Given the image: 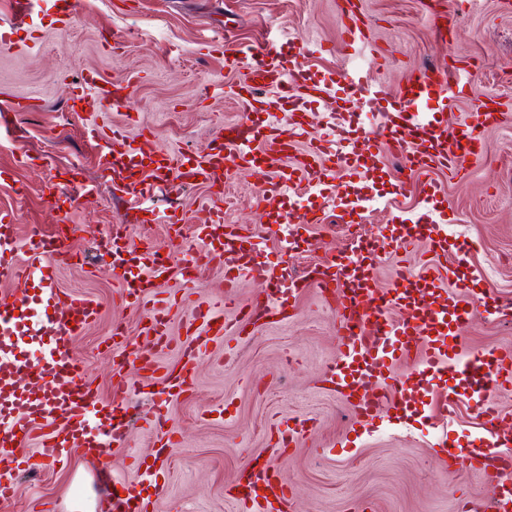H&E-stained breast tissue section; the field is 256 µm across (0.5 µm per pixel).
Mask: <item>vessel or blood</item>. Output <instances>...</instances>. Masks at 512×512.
<instances>
[{
  "instance_id": "1",
  "label": "vessel or blood",
  "mask_w": 512,
  "mask_h": 512,
  "mask_svg": "<svg viewBox=\"0 0 512 512\" xmlns=\"http://www.w3.org/2000/svg\"><path fill=\"white\" fill-rule=\"evenodd\" d=\"M339 10L341 41L336 54L360 48L377 57L380 66L389 65V58L381 55L359 24L356 0H341ZM224 65L241 74L235 95L243 113L213 136L208 151L179 156L164 151L147 136L130 145L124 137L98 125L85 129L96 148L101 172L110 176L114 192L127 204L111 234L102 238L99 250L108 257L125 299L144 309L143 333L153 345L164 349L172 343V305L158 291L162 281L177 279L186 284L189 270L213 263L224 267L222 308L198 306L192 310L185 326L187 339L179 347L180 365L160 371L152 355L137 350L133 356L141 371L161 373L164 393L179 398L192 384L197 354L212 338L244 335L247 327L263 320H286L300 289H318L332 299L337 315L338 355L325 375L353 422H361L387 402L396 408L406 406L415 385L440 389L444 374L454 372L476 379L481 392L476 414L489 442L464 454L443 439L436 456L449 469L459 458H466L469 469L490 480L491 492L480 504V512H512V485L503 481L505 473H512V427H503L496 404L497 393L512 389V350L464 352L455 328L480 308L479 301L469 294L466 279L456 280L458 293L450 298L425 289V282L440 278L439 267L426 263L396 268L389 287L380 295L373 288L371 270L355 278L340 261L331 268L313 264L299 275H279L270 264L257 261L259 243L253 228L224 223L220 207L215 208L217 220L205 237L187 246V259L179 268L162 257L161 244L149 242L145 245L147 265L131 272L127 256L137 244L126 234L128 225L138 223L144 201L163 189L174 184L209 189L223 185L232 169L250 166L260 156L267 158L268 170L259 188V201L272 214L280 212L291 194L328 185L340 173L364 177L375 160L395 153L407 158L406 171L397 180L398 196H407L409 174L440 167L458 174L482 156V132L496 123L497 110L484 106L471 122L457 129L428 114L431 100L445 102L463 90L466 75L452 66L409 77L392 93L373 83L369 73L343 63L329 79L300 81L299 55L284 58L270 49L225 57ZM130 85L127 79L108 81L89 72L77 82L73 100L78 103L97 97L119 109L126 104L124 92ZM336 92L380 114L381 123L360 138L346 126H337L329 138L310 144L306 153L293 154L295 142L309 133L305 114L313 111L323 96ZM257 101L263 102L265 112L258 131L251 119ZM22 109L19 100L0 99V135L22 138L23 130L15 120ZM89 192V187L73 176L48 189L52 208L65 215ZM74 258L66 233L49 235L40 225L32 224L21 238L14 215L0 212V277L34 284L21 303L0 299L1 501L14 495L19 474L40 468L41 455L63 461L78 452L97 461L105 473L110 449L127 437L133 388L122 366L114 368L112 399L106 402L84 382L80 362L71 349L73 338L99 317L98 303L57 286L59 268ZM245 279L258 285L260 292L243 303L238 288ZM228 311L235 312L234 320H225ZM25 336L45 341L42 354L35 359L22 357L18 351V342ZM392 361L406 363L408 373H388ZM32 441L38 452L30 451ZM156 484L153 478L140 488L114 481L112 512H153L151 489ZM234 489L233 498L242 512H289L292 489L269 461L248 459Z\"/></svg>"
}]
</instances>
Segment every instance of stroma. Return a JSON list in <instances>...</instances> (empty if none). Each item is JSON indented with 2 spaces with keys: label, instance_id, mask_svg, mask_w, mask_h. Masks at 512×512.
Segmentation results:
<instances>
[{
  "label": "stroma",
  "instance_id": "1",
  "mask_svg": "<svg viewBox=\"0 0 512 512\" xmlns=\"http://www.w3.org/2000/svg\"><path fill=\"white\" fill-rule=\"evenodd\" d=\"M337 0H81L71 16L50 10L34 24L13 34L14 44L0 48V97L25 104L20 122L24 141L0 139V211L14 212L20 225L39 224L47 233L58 229L46 192L48 170L39 157H51L63 169L78 167L90 196L81 198L69 219L106 235L124 210L111 182L102 176L95 150L85 135L93 120L128 138L146 134L170 152L205 151L217 128L236 121L241 109L230 97L239 80L224 67L225 50L263 46L289 55L300 53L306 77L320 79L335 70L337 58L327 48L340 39ZM433 0H362L365 31L392 60L371 76L397 90L414 72L450 64L469 66V84L454 107L442 112L448 125L469 121L479 99L497 101L499 123L485 129V155L468 166L464 177L436 170L414 177L407 198L397 197L395 184L403 167L389 156L364 180L327 189L325 194L299 192L287 199L284 212L298 216L324 209L325 225L274 223L259 207L261 171L233 173L228 188L237 199L225 214L231 224H249L262 235L260 260L302 272L310 264H326L348 254L352 232L367 239L381 258L375 287L389 285L393 256L383 238L392 227L427 220L446 223L447 260L472 279L488 308L459 332L470 351L512 349V0H443L450 23L446 41H439L427 16ZM234 40L225 43V30ZM96 71L120 81L135 75L129 103L115 110L94 103L70 112L68 103L81 73ZM314 134L330 132L333 123L373 126V113L343 112L326 99L310 113ZM433 180L437 189L425 197ZM206 193L183 188L160 193L142 212L131 234L136 241L162 242L163 228L154 222L170 203L185 217L184 232L195 239L208 214L201 210ZM78 265L58 274L61 289L97 300L100 317L76 336L73 350L84 364L87 383L111 399L112 328L123 323L127 348H147L141 333L143 314L128 306L110 268L98 265L88 234L70 239ZM224 283V269L214 265L188 287L164 284L173 308L170 329L184 336L191 310L207 305ZM336 314L315 289L296 300L294 318L253 331L245 340L223 336L198 359L193 387L168 404V425L181 446L153 460L155 439L146 422L161 399L159 377L146 376L126 363L127 378L139 389L137 408L125 442L112 450V471L128 482L142 478L137 462L152 461L162 494L156 512H239L226 490L244 462L253 456L271 458L294 491L292 512H461L463 498L486 497L488 479L458 468L444 470L435 455L441 435L456 447L479 445L486 435L473 411L477 392L460 377L448 384L458 393L452 420L438 412V396L420 392L399 411L381 405L361 425L335 392L325 386L324 371L337 356ZM307 415L317 431L296 445L274 451L276 422ZM96 464L76 458L71 467L46 465L37 475L18 480L13 500L0 512H30L33 500L56 501L59 512H71L74 501L94 496L96 512H109V487L95 481Z\"/></svg>",
  "mask_w": 512,
  "mask_h": 512
}]
</instances>
